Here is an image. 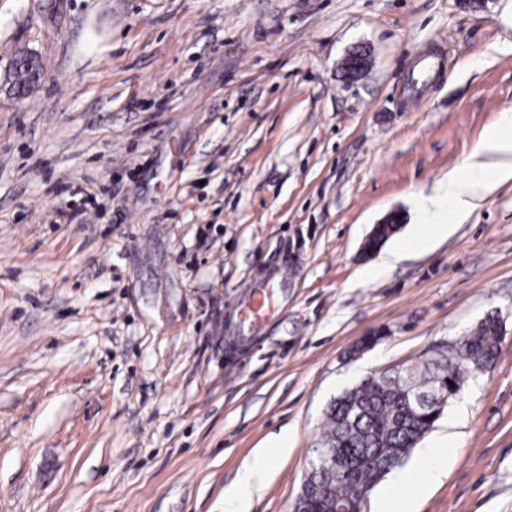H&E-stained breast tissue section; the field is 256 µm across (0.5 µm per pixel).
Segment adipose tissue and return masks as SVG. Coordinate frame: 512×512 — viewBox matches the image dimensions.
<instances>
[{
  "label": "adipose tissue",
  "mask_w": 512,
  "mask_h": 512,
  "mask_svg": "<svg viewBox=\"0 0 512 512\" xmlns=\"http://www.w3.org/2000/svg\"><path fill=\"white\" fill-rule=\"evenodd\" d=\"M504 156V163H488L489 155ZM467 177L449 174L439 188L435 209L424 210L409 241L412 249L425 248L435 238L448 230L449 219H464L474 205L477 192L494 188L512 180V113H504L498 122L485 130L470 156ZM287 436H280L275 447L258 449L239 477L237 486L225 493L224 500L230 512H244L250 491L263 482L277 454L286 451Z\"/></svg>",
  "instance_id": "1"
}]
</instances>
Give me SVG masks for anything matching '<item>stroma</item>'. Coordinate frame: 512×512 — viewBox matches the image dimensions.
Listing matches in <instances>:
<instances>
[{"mask_svg": "<svg viewBox=\"0 0 512 512\" xmlns=\"http://www.w3.org/2000/svg\"><path fill=\"white\" fill-rule=\"evenodd\" d=\"M505 112L512 0H0V512H224L283 432L248 512H293L332 401L490 314L494 365L364 512H512V181L402 247ZM288 448V435H282L272 448L258 449L252 460L247 463L239 477L237 486L224 494V502L232 505L228 512H247L241 511L246 507V501L250 491L263 482L269 467L273 463L277 454L286 451Z\"/></svg>", "mask_w": 512, "mask_h": 512, "instance_id": "1", "label": "stroma"}]
</instances>
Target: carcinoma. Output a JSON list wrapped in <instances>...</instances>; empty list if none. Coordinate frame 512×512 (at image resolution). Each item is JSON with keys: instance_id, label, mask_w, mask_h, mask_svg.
<instances>
[{"instance_id": "obj_1", "label": "carcinoma", "mask_w": 512, "mask_h": 512, "mask_svg": "<svg viewBox=\"0 0 512 512\" xmlns=\"http://www.w3.org/2000/svg\"><path fill=\"white\" fill-rule=\"evenodd\" d=\"M501 339V323L488 316L468 332V340L451 358L391 372L375 385L359 384L339 396L327 412L321 444L336 449L351 472L346 478L334 471L315 474V497L326 505L347 507L360 488L374 487L397 468L440 418L428 406L411 405L407 385L423 394L446 386L451 397L468 374L494 363ZM450 381L454 386L448 385Z\"/></svg>"}]
</instances>
